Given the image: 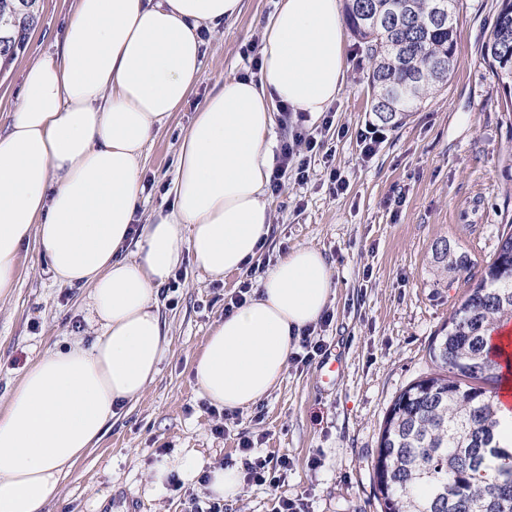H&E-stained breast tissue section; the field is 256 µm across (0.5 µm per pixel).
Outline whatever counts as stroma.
I'll return each mask as SVG.
<instances>
[{
	"label": "stroma",
	"mask_w": 512,
	"mask_h": 512,
	"mask_svg": "<svg viewBox=\"0 0 512 512\" xmlns=\"http://www.w3.org/2000/svg\"><path fill=\"white\" fill-rule=\"evenodd\" d=\"M497 0H460L459 67L442 91L406 124L383 127L377 155L362 160L357 135L372 123L369 61L345 39L344 86L331 109L333 127L303 125L322 142L307 180L288 173L270 195L272 228L255 263L273 265L297 246L320 250L334 269L329 326L315 327L342 371L322 383L319 364L289 365L271 395L245 411L211 414L192 372L211 326L224 316L244 273L214 280L185 256L176 283L161 288L170 355L145 393L113 418L108 432L71 469L51 512H187L209 507L200 484L183 481L185 457L236 465L241 436L257 439L254 456L286 457L275 481L251 483L224 512H276L280 500H303L306 512H381L373 460L394 398L430 373L428 350L470 286L495 258L504 216L512 212V174L504 170L512 127L501 112L480 57ZM74 0H41V19L24 54L0 75V126L16 111L26 67L57 58ZM276 0H244L239 18L205 35L202 75L186 103L147 142L145 189L136 215L149 224L171 207L178 143L196 109L226 77L255 70L263 25ZM347 182L337 192L334 175ZM448 241L471 270L437 278L433 252ZM37 245L22 254L17 284L0 299V406L23 368L49 349L87 337L88 291L53 282ZM227 434H218V427ZM170 470L163 489L151 473Z\"/></svg>",
	"instance_id": "obj_1"
}]
</instances>
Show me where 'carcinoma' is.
Wrapping results in <instances>:
<instances>
[{"label":"carcinoma","instance_id":"obj_1","mask_svg":"<svg viewBox=\"0 0 512 512\" xmlns=\"http://www.w3.org/2000/svg\"><path fill=\"white\" fill-rule=\"evenodd\" d=\"M444 1L451 20L433 21ZM459 0H345L352 36L371 63V108L397 127L448 84L459 66ZM38 0H0V69L26 49L38 24ZM480 56L494 85L507 84L503 111L512 123V0H498ZM436 271L468 268L448 241L435 246ZM512 321V229L429 346L438 371L393 400L380 433L373 472L382 512H512V451L500 446L494 396L499 351L487 332Z\"/></svg>","mask_w":512,"mask_h":512}]
</instances>
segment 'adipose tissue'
I'll use <instances>...</instances> for the list:
<instances>
[{
	"mask_svg": "<svg viewBox=\"0 0 512 512\" xmlns=\"http://www.w3.org/2000/svg\"><path fill=\"white\" fill-rule=\"evenodd\" d=\"M242 8L75 0L58 58L24 72L18 108L0 130V298L16 285L24 245L36 242L54 281L88 289L93 336L44 352L0 408V512H43L119 409L155 380L170 348L158 294L184 255L214 279L256 259L272 222L276 112L314 118L342 91L339 0H278L257 73L225 78L197 109L179 141L170 211L135 227L143 148L200 77L201 30ZM333 274L310 246L267 268L195 356L201 396L231 411L266 398L296 338L329 305ZM181 471L205 475L214 499L244 492L240 466L189 462Z\"/></svg>",
	"mask_w": 512,
	"mask_h": 512,
	"instance_id": "1",
	"label": "adipose tissue"
}]
</instances>
